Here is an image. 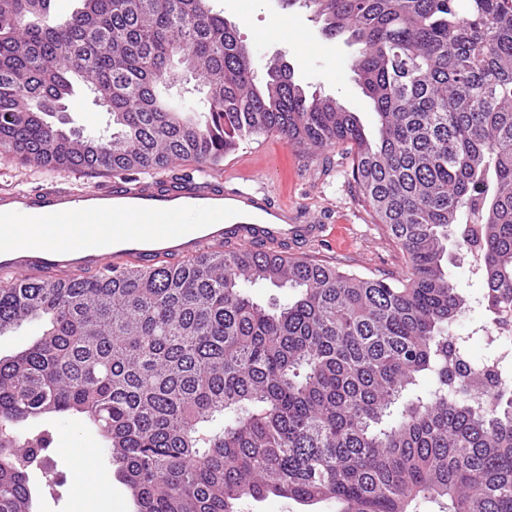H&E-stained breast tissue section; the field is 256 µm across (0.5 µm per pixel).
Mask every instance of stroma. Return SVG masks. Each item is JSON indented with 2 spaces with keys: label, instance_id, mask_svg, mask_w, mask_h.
<instances>
[{
  "label": "stroma",
  "instance_id": "1",
  "mask_svg": "<svg viewBox=\"0 0 512 512\" xmlns=\"http://www.w3.org/2000/svg\"><path fill=\"white\" fill-rule=\"evenodd\" d=\"M212 2L250 47L259 73L287 61L306 93L336 98L359 117L369 139H378V116L351 67L357 48L346 36L327 37L310 12L283 9L280 0ZM228 166L273 199L296 208L300 223L324 225L322 239L301 247L307 258L364 277L396 276L405 270L406 254L365 203L341 147L314 157L277 136H261L226 154L215 171L223 173ZM53 180L77 188L96 183L98 177L79 169L51 173L0 156V190L34 189ZM34 429L49 435L51 444L44 466L30 474L32 512H82L74 478L80 474L89 482L111 472L105 441L74 415L38 421Z\"/></svg>",
  "mask_w": 512,
  "mask_h": 512
}]
</instances>
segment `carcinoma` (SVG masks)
<instances>
[{"mask_svg":"<svg viewBox=\"0 0 512 512\" xmlns=\"http://www.w3.org/2000/svg\"><path fill=\"white\" fill-rule=\"evenodd\" d=\"M0 0V154L48 170L204 169L275 135L345 145L351 176L406 253L361 277L252 250L80 276L0 274V336H42L0 357V512H32L29 473L48 439L28 424L76 414L108 443L137 512H238L275 495L331 512H512V373L475 397L489 355L451 333L466 306L456 247L482 255L486 310L512 325V0H303L352 69L379 141L336 99L254 58L209 0ZM206 78V113L166 91ZM107 94L112 133L49 118ZM291 288L265 307L247 286ZM44 325L41 320H31L25 322L19 329L6 336H0V353L1 356L14 353L19 347L27 343L29 340L41 336Z\"/></svg>","mask_w":512,"mask_h":512,"instance_id":"carcinoma-1","label":"carcinoma"}]
</instances>
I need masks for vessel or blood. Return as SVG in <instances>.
Here are the masks:
<instances>
[{"label":"vessel or blood","instance_id":"obj_1","mask_svg":"<svg viewBox=\"0 0 512 512\" xmlns=\"http://www.w3.org/2000/svg\"><path fill=\"white\" fill-rule=\"evenodd\" d=\"M224 176L183 173L168 179L125 176L104 186L75 190L49 183L33 190H0V270L29 279H71L100 272L149 266L166 257H201L226 247L262 249L284 255L319 238L317 224H299L288 204L235 185ZM67 218L86 224L76 250L24 245L15 226L58 224ZM152 225L150 234L135 232Z\"/></svg>","mask_w":512,"mask_h":512}]
</instances>
